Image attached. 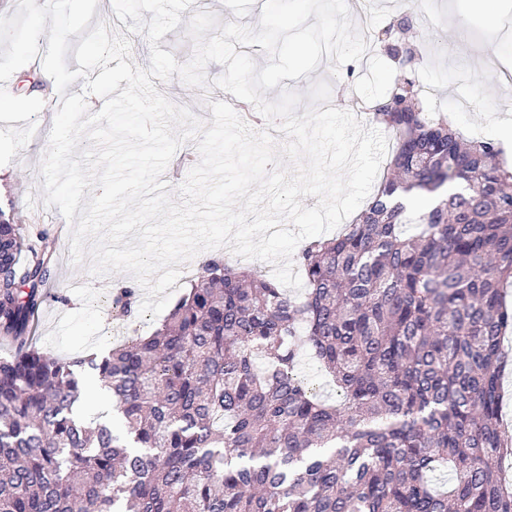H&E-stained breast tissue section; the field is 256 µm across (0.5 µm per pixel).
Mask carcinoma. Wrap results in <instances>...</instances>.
<instances>
[{"mask_svg": "<svg viewBox=\"0 0 512 512\" xmlns=\"http://www.w3.org/2000/svg\"><path fill=\"white\" fill-rule=\"evenodd\" d=\"M420 99L406 77L367 105L390 173L301 249V295L210 257L151 334L101 358L33 342L51 241L0 212V512H512V169ZM138 301L113 295L129 317ZM303 347L339 401L297 371ZM88 372L110 423L79 413Z\"/></svg>", "mask_w": 512, "mask_h": 512, "instance_id": "cac0c4a2", "label": "carcinoma"}]
</instances>
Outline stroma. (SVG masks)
Returning <instances> with one entry per match:
<instances>
[{
    "label": "stroma",
    "mask_w": 512,
    "mask_h": 512,
    "mask_svg": "<svg viewBox=\"0 0 512 512\" xmlns=\"http://www.w3.org/2000/svg\"><path fill=\"white\" fill-rule=\"evenodd\" d=\"M264 0H193L183 11V23L158 42L161 50L173 53L177 62L188 61L193 43L184 23L192 13L207 11L220 22H239L257 26ZM427 11L431 25H413L412 35L418 54L412 62L420 83L438 89L440 111L448 113L456 128L467 137L498 139L492 119L500 114L512 116V90L501 92L481 82L475 64L477 56L499 54L512 64V41L489 30L483 15L474 13L469 0H378L362 25L377 30L401 17H415ZM331 64H321L307 76L287 80L288 88L306 93L312 81L328 80L331 98L337 108L348 106L350 96L365 102L384 95L400 77L402 69L384 53L372 52L367 62L356 63L353 77L331 76ZM41 59H34L8 80L9 91L0 96V210L21 224L26 236L44 231L55 243L56 282L54 299L43 304L38 320L39 346L59 357H77L85 352L109 351L127 336L149 335L158 323L153 315L115 316L112 294L118 285H135L125 272L96 276L89 262L73 263L70 255L71 227L58 206L43 201L40 165L49 146V136L57 108L50 85L43 82ZM155 88L173 104L190 109L201 120L212 117L209 101L222 91L211 86L192 88L179 78L155 81Z\"/></svg>",
    "instance_id": "35a3bbf8"
}]
</instances>
